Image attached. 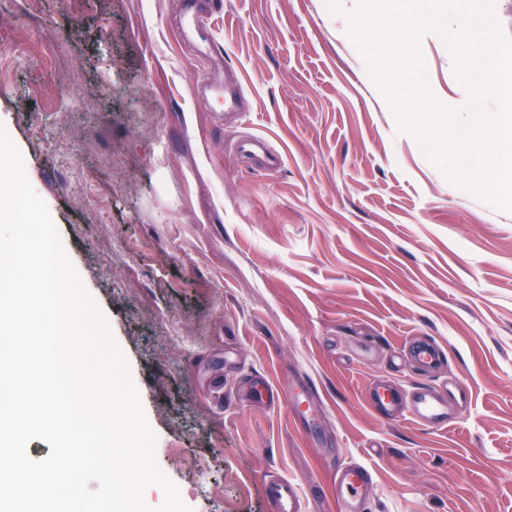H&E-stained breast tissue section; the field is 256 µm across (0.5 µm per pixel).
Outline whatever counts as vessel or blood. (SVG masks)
<instances>
[{
    "mask_svg": "<svg viewBox=\"0 0 512 512\" xmlns=\"http://www.w3.org/2000/svg\"><path fill=\"white\" fill-rule=\"evenodd\" d=\"M412 362L421 370L430 372L441 364L440 350L428 340L413 341L408 348ZM368 405L386 419L403 415L432 428L448 424V408L438 391L430 386L413 391L399 389L395 384H372L365 393ZM371 484L368 471L352 464L336 472V503L339 512H361ZM268 495L277 512H299V493L295 484L286 480L269 483Z\"/></svg>",
    "mask_w": 512,
    "mask_h": 512,
    "instance_id": "obj_1",
    "label": "vessel or blood"
}]
</instances>
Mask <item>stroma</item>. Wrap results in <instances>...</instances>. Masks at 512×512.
Here are the masks:
<instances>
[{
  "instance_id": "stroma-1",
  "label": "stroma",
  "mask_w": 512,
  "mask_h": 512,
  "mask_svg": "<svg viewBox=\"0 0 512 512\" xmlns=\"http://www.w3.org/2000/svg\"><path fill=\"white\" fill-rule=\"evenodd\" d=\"M0 0V123L109 316L156 459L193 512H512V214L398 133L324 0ZM200 24L191 28L189 17ZM433 93L460 97L444 42ZM238 77L244 117L215 89ZM265 138L270 171L235 140ZM428 339L443 369L409 364ZM266 382L279 401L248 400ZM448 385V425L390 421L375 382ZM371 484L368 471L360 465L341 467L336 472V503L340 512H361ZM267 490L277 512H299V493L295 484L288 480H275L268 484Z\"/></svg>"
}]
</instances>
